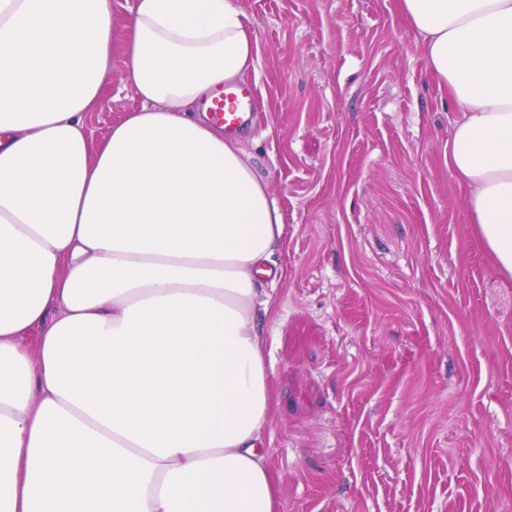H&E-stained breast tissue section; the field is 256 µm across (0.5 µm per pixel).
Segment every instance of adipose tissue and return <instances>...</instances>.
I'll list each match as a JSON object with an SVG mask.
<instances>
[{
	"label": "adipose tissue",
	"mask_w": 512,
	"mask_h": 512,
	"mask_svg": "<svg viewBox=\"0 0 512 512\" xmlns=\"http://www.w3.org/2000/svg\"><path fill=\"white\" fill-rule=\"evenodd\" d=\"M398 8L512 277V0ZM256 56L239 0H0V512H278L259 318L282 214L196 112ZM116 60L141 107L95 147Z\"/></svg>",
	"instance_id": "1"
}]
</instances>
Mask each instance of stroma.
I'll use <instances>...</instances> for the list:
<instances>
[{
  "label": "stroma",
  "instance_id": "35a3bbf8",
  "mask_svg": "<svg viewBox=\"0 0 512 512\" xmlns=\"http://www.w3.org/2000/svg\"><path fill=\"white\" fill-rule=\"evenodd\" d=\"M238 139L284 235L261 319L279 512H512V278L475 236L398 0H240ZM139 100L113 68L92 146Z\"/></svg>",
  "mask_w": 512,
  "mask_h": 512
}]
</instances>
